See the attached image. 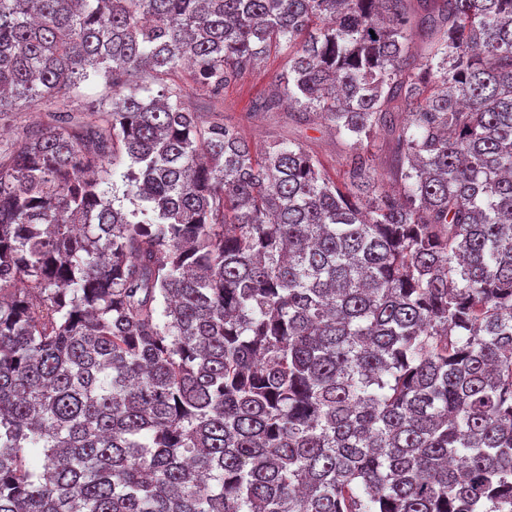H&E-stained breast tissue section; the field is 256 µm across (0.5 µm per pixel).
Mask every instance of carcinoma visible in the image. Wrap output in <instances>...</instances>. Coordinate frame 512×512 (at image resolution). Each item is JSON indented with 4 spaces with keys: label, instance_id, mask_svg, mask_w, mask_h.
Listing matches in <instances>:
<instances>
[{
    "label": "carcinoma",
    "instance_id": "carcinoma-1",
    "mask_svg": "<svg viewBox=\"0 0 512 512\" xmlns=\"http://www.w3.org/2000/svg\"><path fill=\"white\" fill-rule=\"evenodd\" d=\"M411 2L0 0V119L107 90L0 144V512H512V0ZM273 49L334 179L166 83ZM372 151L375 154V169L376 173L379 177V180L383 181V184L386 188L390 185L389 181V167L391 162V151L390 144L387 140V137L383 131H381L375 140L374 146H372Z\"/></svg>",
    "mask_w": 512,
    "mask_h": 512
}]
</instances>
